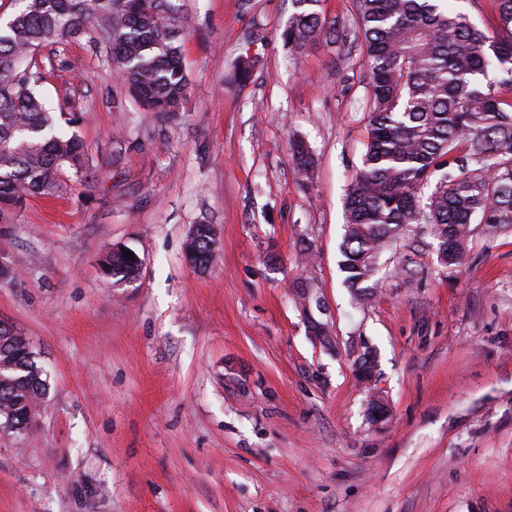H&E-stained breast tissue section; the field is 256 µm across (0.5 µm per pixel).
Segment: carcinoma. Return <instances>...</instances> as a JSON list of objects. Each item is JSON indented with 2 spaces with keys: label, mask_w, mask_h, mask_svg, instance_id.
Segmentation results:
<instances>
[{
  "label": "carcinoma",
  "mask_w": 512,
  "mask_h": 512,
  "mask_svg": "<svg viewBox=\"0 0 512 512\" xmlns=\"http://www.w3.org/2000/svg\"><path fill=\"white\" fill-rule=\"evenodd\" d=\"M0 22V216L34 195L50 196L94 181L95 171L72 117L55 115L39 93L37 56L84 37L107 44L119 80L161 121L182 112L188 74L176 0H11ZM320 0H293L283 40L303 51L336 42V21ZM497 29H480L452 0H356L357 38L369 75V130L347 197L339 268L362 303L377 288L382 251L412 224L429 225L440 265L465 263L473 224H512V0H494ZM291 157L302 183L315 167L307 142ZM430 189L424 193V189ZM212 260L217 240L196 238ZM116 283L141 275L138 263L111 251L103 263ZM0 416L30 429L32 408L49 390L24 337L0 325Z\"/></svg>",
  "instance_id": "1"
}]
</instances>
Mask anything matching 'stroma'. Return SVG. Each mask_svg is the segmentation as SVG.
I'll return each mask as SVG.
<instances>
[{
  "mask_svg": "<svg viewBox=\"0 0 512 512\" xmlns=\"http://www.w3.org/2000/svg\"><path fill=\"white\" fill-rule=\"evenodd\" d=\"M183 4L176 122L87 40L67 70L40 66L46 100L80 105L97 179L0 219V322L50 375L30 431L0 424V512H512V225H474L459 268L414 225L356 303L338 267L368 139L356 0H321L339 36L303 54L280 37L292 0ZM296 136L316 156L306 186ZM196 224L217 231L204 271L184 259ZM119 246L143 261L121 285L101 266ZM301 279L333 348L307 333ZM367 348L381 423L354 371Z\"/></svg>",
  "mask_w": 512,
  "mask_h": 512,
  "instance_id": "stroma-1",
  "label": "stroma"
}]
</instances>
